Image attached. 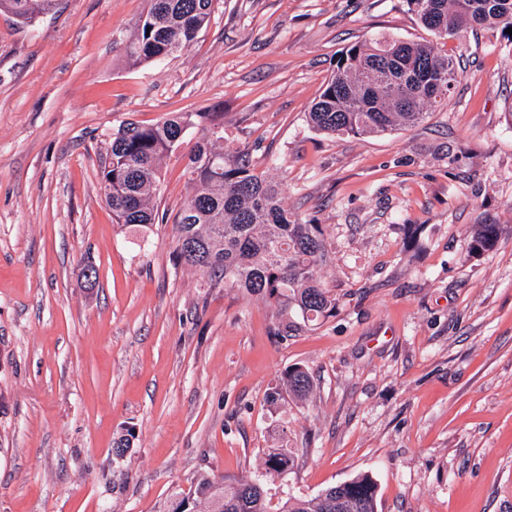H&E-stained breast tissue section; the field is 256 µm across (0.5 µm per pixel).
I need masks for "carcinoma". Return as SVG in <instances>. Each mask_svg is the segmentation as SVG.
Here are the masks:
<instances>
[{"label":"carcinoma","instance_id":"1","mask_svg":"<svg viewBox=\"0 0 512 512\" xmlns=\"http://www.w3.org/2000/svg\"><path fill=\"white\" fill-rule=\"evenodd\" d=\"M27 22L56 9L58 0H26ZM423 28L438 37L470 30H498L512 42V0H406ZM212 0H150L134 36L124 47L126 61L139 67L186 52L211 22ZM454 61L426 42L381 34L342 53L336 71L308 112V123L327 135L377 136L422 122L429 110L448 100L457 81ZM209 122L187 155L193 186L173 224L176 263L220 284L270 302L277 309L275 334L286 336L330 316L336 296L324 287L320 270L332 261L321 225L288 211L280 182L254 172L238 153L224 148L219 112L172 115L151 126L126 122L112 134L102 180L115 222L147 229L158 221L161 164L177 149L189 122ZM496 224H479L469 250H491ZM313 378L304 368L288 369L267 394L277 406L284 395L304 400ZM286 448H271L263 471L250 479L200 475L193 489L173 495L170 508L182 512H376L377 484L368 475L330 486L310 499L292 495L276 509L267 481L294 467Z\"/></svg>","mask_w":512,"mask_h":512}]
</instances>
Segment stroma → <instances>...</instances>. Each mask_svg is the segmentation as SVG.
<instances>
[{
	"label": "stroma",
	"instance_id": "35a3bbf8",
	"mask_svg": "<svg viewBox=\"0 0 512 512\" xmlns=\"http://www.w3.org/2000/svg\"><path fill=\"white\" fill-rule=\"evenodd\" d=\"M148 6L0 13V512H167L281 445L275 503L366 474L377 512H512V42L436 37L406 0H213L188 51L132 68ZM381 33L454 59L447 104L378 136L313 130L342 51ZM194 112L223 113L225 146L321 225L332 316L275 335L269 303L175 263L200 129L162 162L164 223L144 241L114 222L113 131ZM480 224L501 236L473 254ZM295 366L312 394L271 407Z\"/></svg>",
	"mask_w": 512,
	"mask_h": 512
}]
</instances>
